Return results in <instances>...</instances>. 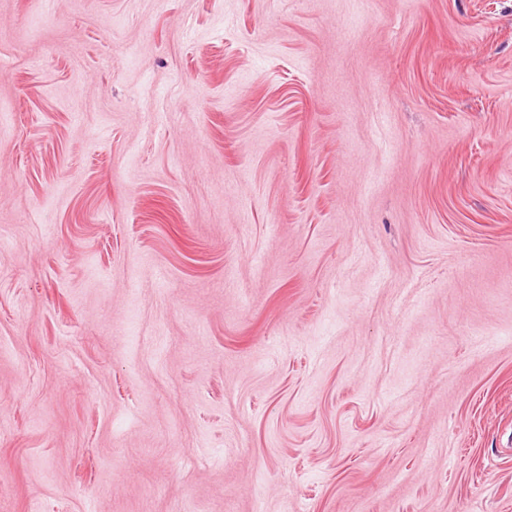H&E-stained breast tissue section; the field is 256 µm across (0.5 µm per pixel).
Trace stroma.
<instances>
[{
  "mask_svg": "<svg viewBox=\"0 0 512 512\" xmlns=\"http://www.w3.org/2000/svg\"><path fill=\"white\" fill-rule=\"evenodd\" d=\"M0 512H512V0H0Z\"/></svg>",
  "mask_w": 512,
  "mask_h": 512,
  "instance_id": "stroma-1",
  "label": "stroma"
}]
</instances>
